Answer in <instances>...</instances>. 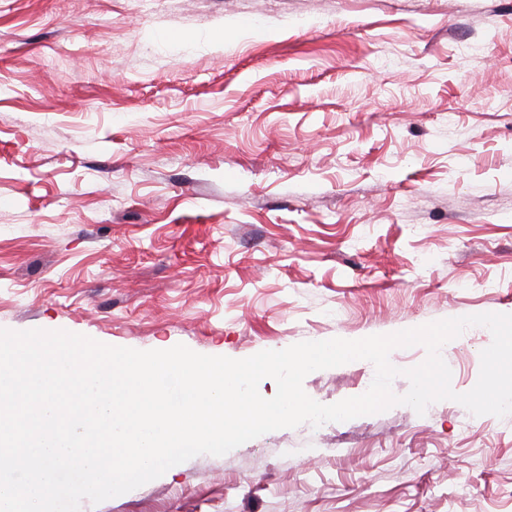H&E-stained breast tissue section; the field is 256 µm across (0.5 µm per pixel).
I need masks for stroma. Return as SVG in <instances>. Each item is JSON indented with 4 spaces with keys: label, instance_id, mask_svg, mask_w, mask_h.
<instances>
[{
    "label": "stroma",
    "instance_id": "35a3bbf8",
    "mask_svg": "<svg viewBox=\"0 0 512 512\" xmlns=\"http://www.w3.org/2000/svg\"><path fill=\"white\" fill-rule=\"evenodd\" d=\"M480 313L512 314V0H0V328L242 359ZM81 512H512V415L304 423Z\"/></svg>",
    "mask_w": 512,
    "mask_h": 512
}]
</instances>
